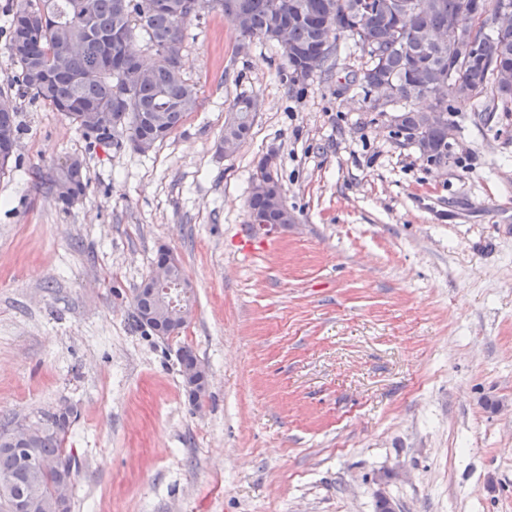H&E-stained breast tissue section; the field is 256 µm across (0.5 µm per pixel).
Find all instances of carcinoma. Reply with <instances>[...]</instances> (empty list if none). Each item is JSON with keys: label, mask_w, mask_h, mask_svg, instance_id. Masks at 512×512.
Returning a JSON list of instances; mask_svg holds the SVG:
<instances>
[{"label": "carcinoma", "mask_w": 512, "mask_h": 512, "mask_svg": "<svg viewBox=\"0 0 512 512\" xmlns=\"http://www.w3.org/2000/svg\"><path fill=\"white\" fill-rule=\"evenodd\" d=\"M409 24L398 26L394 14L412 2ZM154 0H15L6 6L4 46L18 63L20 93L61 111L63 115L100 145L122 146L142 142L149 147L163 142L198 106V90L184 79L180 57L167 56L172 44L183 48L186 22L204 8H217L238 30L242 41L254 38L278 41L277 33L288 30L283 46L288 71L301 67L309 57L318 58L317 73L331 72L338 52L337 40L351 39L367 55L359 79L364 95L371 86L385 82L396 88L390 103L401 105V124L393 133L407 144L427 150L420 155L439 163L448 157V138L454 125L449 119L433 129L420 130L422 113L409 106L410 98L425 97L429 110L441 107L444 114L455 111V104H468L476 112L512 111V33L497 29L499 7L512 0H491L484 15L461 13L462 0H167L157 9ZM458 21L484 45L480 60L461 59L448 72V57L454 51L433 41L437 31ZM120 33L127 39L143 40L154 50L157 61L141 71L121 66L123 44L114 39ZM334 41H329V38ZM72 39L83 41V49L65 59L59 45ZM95 68L100 78L89 84L74 82L70 76ZM253 98L240 95L224 121L220 141H240L250 136L254 120ZM90 105L107 116L112 136L90 133L81 112ZM17 106L0 92V149L17 145L20 127ZM56 181L69 185L74 199L85 195L87 182L82 162L72 160L59 166ZM260 166H255L248 197L249 218L268 224L281 222L274 209L272 192ZM184 270L173 268L169 293L159 294L154 283L145 279L135 295V314L140 326L159 337L177 335L188 321L176 310L192 307L191 298L181 296ZM182 377L199 361L190 347L178 357ZM77 418L73 406L60 403L39 411L41 424L29 440L40 464L26 467L13 451L9 426L0 427V476L13 478L8 488L0 486V512H13L18 500H30L34 512H72L74 476L78 468L72 449L64 447L69 429Z\"/></svg>", "instance_id": "obj_1"}]
</instances>
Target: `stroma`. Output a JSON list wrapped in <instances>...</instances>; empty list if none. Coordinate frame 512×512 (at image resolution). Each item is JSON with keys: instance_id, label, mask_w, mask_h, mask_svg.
<instances>
[{"instance_id": "1", "label": "stroma", "mask_w": 512, "mask_h": 512, "mask_svg": "<svg viewBox=\"0 0 512 512\" xmlns=\"http://www.w3.org/2000/svg\"><path fill=\"white\" fill-rule=\"evenodd\" d=\"M290 90L281 46H241L220 11L186 24L196 112L149 152L89 145L19 98L0 175V425L77 418L72 512H512V112L458 106L448 158H422L355 82ZM249 139L219 148L239 94ZM276 152L295 224L253 235L255 161ZM77 157L88 190L50 188ZM194 291L176 336L133 297L159 247ZM194 349L209 389L185 390Z\"/></svg>"}]
</instances>
